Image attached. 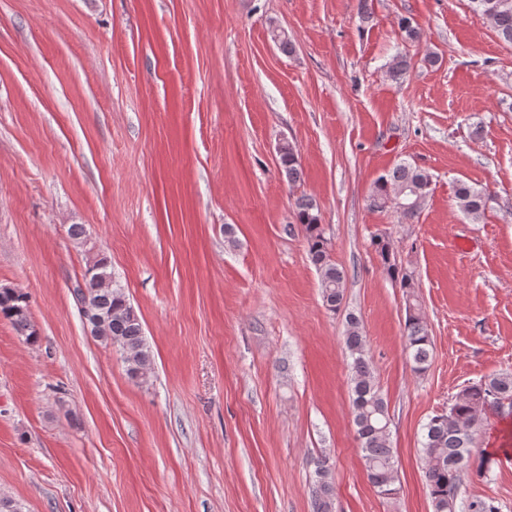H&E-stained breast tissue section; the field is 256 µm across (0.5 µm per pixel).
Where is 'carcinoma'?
<instances>
[{
  "label": "carcinoma",
  "instance_id": "obj_1",
  "mask_svg": "<svg viewBox=\"0 0 512 512\" xmlns=\"http://www.w3.org/2000/svg\"><path fill=\"white\" fill-rule=\"evenodd\" d=\"M469 2L474 12L491 22L498 37L512 46V0ZM397 26L403 42H420L421 32L409 19H399ZM409 67L408 55L400 52L389 64L388 71L393 79L399 80ZM280 162L290 182L300 180L298 154L287 142L281 148ZM431 185L432 177L427 171L402 161L375 182L370 207L378 211L392 209L412 221L419 217ZM456 198L462 213L477 220L485 212L490 195L481 188L461 183L457 186ZM296 224L306 240L308 258L319 274L323 304L336 313L344 300L345 272L331 257L316 203L306 196L296 202ZM375 245L387 271L406 296V349L414 372L423 373L431 362L433 340L414 295L413 278L398 267L389 242L380 238ZM74 291L77 296L87 294L99 312L100 321L90 326L92 336L121 352L129 377H144L152 364L151 350L134 307L122 289L112 285L107 260L99 258L89 264L83 282L77 284ZM0 314L11 321L25 341L35 340L27 295L13 288H0ZM346 324L344 344L351 359L353 422L364 469L376 491L389 497L396 494L397 488L388 406L376 383L360 320L350 313ZM504 401L512 407L511 373L494 374L464 388L448 409L433 415L424 425L421 453L433 512H499L490 498L459 499V484L465 470L471 468L480 477L489 470L487 459L472 455L475 434L484 412L501 407ZM312 507L313 512H334V487L325 458L316 461Z\"/></svg>",
  "mask_w": 512,
  "mask_h": 512
}]
</instances>
